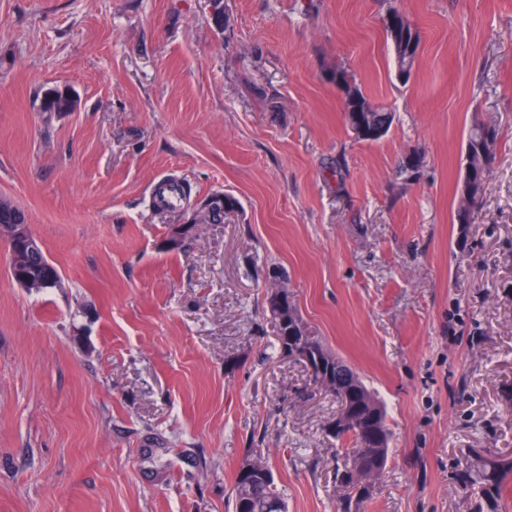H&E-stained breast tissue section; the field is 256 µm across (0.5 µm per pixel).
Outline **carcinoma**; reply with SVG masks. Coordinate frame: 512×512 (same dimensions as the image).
<instances>
[{
	"label": "carcinoma",
	"mask_w": 512,
	"mask_h": 512,
	"mask_svg": "<svg viewBox=\"0 0 512 512\" xmlns=\"http://www.w3.org/2000/svg\"><path fill=\"white\" fill-rule=\"evenodd\" d=\"M391 12L394 22L386 26V33L394 49L397 77L406 83L413 72L421 38L416 25L402 12L395 8ZM335 76L336 86L353 101L351 105H343L349 128H354L352 112L359 107L368 110L366 116L371 121L383 125L384 131H389L394 120L393 114L374 104L345 70H336ZM74 109L75 100L68 93L55 88L46 90L38 104V111L49 114L72 112ZM486 131L487 127L474 125L468 132L466 147L475 151L471 159L474 166L493 163L494 138L484 137ZM486 179L487 175L480 171L475 173L471 186L460 187V193L469 197L471 209L467 211L457 207L456 223L465 224L467 214L478 213L483 204ZM26 222L27 216L17 204L7 197H0V224ZM287 304V316L269 311L278 348L287 345L288 324L292 323L297 329L298 342L314 349L331 366L339 380L349 379L361 386L362 398L349 399L336 389L325 387L319 372L309 374L310 382L318 390L336 397L339 404L336 420L349 419L346 427L329 432L336 439L349 436L355 444L354 448L345 453L342 464L336 467L335 482L340 490L338 509L339 512H361L365 503L372 498L375 482L383 474L389 460L392 433L387 423L385 406L364 383L357 370L329 347L317 329L303 319L292 298H287ZM266 471L267 476L249 480L235 476L227 493L228 506L232 512H287L286 501L278 490L271 468H266ZM511 473V460L482 453L476 455L469 469L461 474V480L474 490V512H483L484 502H494L502 496L504 481Z\"/></svg>",
	"instance_id": "cac0c4a2"
}]
</instances>
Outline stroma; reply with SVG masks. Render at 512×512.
<instances>
[{
  "mask_svg": "<svg viewBox=\"0 0 512 512\" xmlns=\"http://www.w3.org/2000/svg\"><path fill=\"white\" fill-rule=\"evenodd\" d=\"M418 27L396 76L389 8ZM0 0V195L63 285L30 293L0 240V512H225L261 448L288 512H337L334 398L280 357L303 317L386 405L365 512H471L459 475L512 459V0ZM344 69L394 112L355 139ZM57 88L74 111L39 112ZM495 158L454 221L473 122ZM415 157L412 179L398 173ZM192 193L155 203L167 181ZM224 193L237 209L167 250ZM487 175H488L487 173L484 174L482 171L476 172L473 177V180L471 182L472 185L470 187H466L463 184V178H462L460 194H459V199H458V205H457V208L455 211L456 223L466 224L468 219H471L473 221L474 216L478 213V211L480 210V208L483 204ZM463 193H465L470 199V205H471L470 211H467L461 207L460 197L463 195ZM469 212L472 214L467 219L465 216ZM216 202H223L224 209L227 210H234L238 205L237 200L229 194H225V197L221 194H215L211 196L209 199L203 201L199 207L193 209L191 218L187 224L172 225L170 233L165 241L166 248L171 251L181 249L186 238L196 231L198 224H204L201 214L205 212V210H207L210 205ZM193 216L199 217L196 220H193Z\"/></svg>",
  "mask_w": 512,
  "mask_h": 512,
  "instance_id": "1",
  "label": "stroma"
}]
</instances>
